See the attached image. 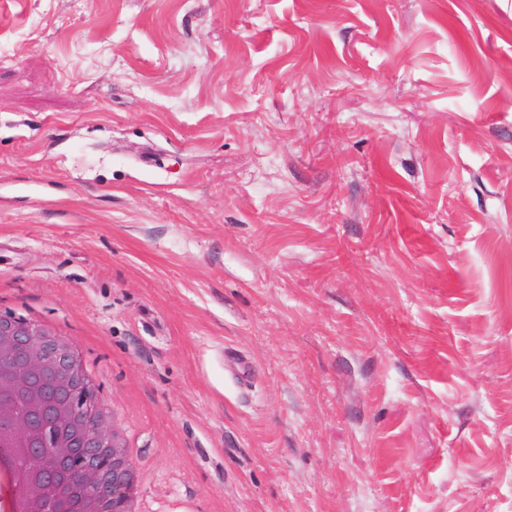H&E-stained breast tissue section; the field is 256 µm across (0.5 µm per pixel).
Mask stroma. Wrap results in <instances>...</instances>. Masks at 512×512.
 Masks as SVG:
<instances>
[{
    "label": "stroma",
    "mask_w": 512,
    "mask_h": 512,
    "mask_svg": "<svg viewBox=\"0 0 512 512\" xmlns=\"http://www.w3.org/2000/svg\"><path fill=\"white\" fill-rule=\"evenodd\" d=\"M0 314L144 512H512V0H0ZM71 355L75 362V369L77 372L79 383L72 392V401L76 406H82V390L93 391L95 381L91 371L88 369L84 355L78 348H72Z\"/></svg>",
    "instance_id": "1"
}]
</instances>
